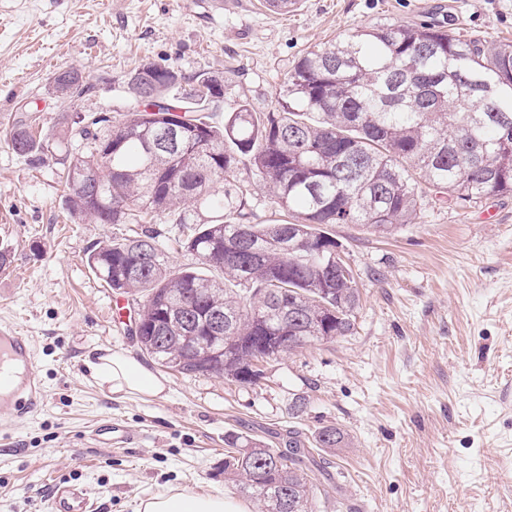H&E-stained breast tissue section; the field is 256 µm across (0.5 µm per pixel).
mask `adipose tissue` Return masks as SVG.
I'll use <instances>...</instances> for the list:
<instances>
[{
	"label": "adipose tissue",
	"mask_w": 512,
	"mask_h": 512,
	"mask_svg": "<svg viewBox=\"0 0 512 512\" xmlns=\"http://www.w3.org/2000/svg\"><path fill=\"white\" fill-rule=\"evenodd\" d=\"M90 366L101 382L116 392H137L158 396L165 390L160 378L132 354L101 349ZM139 512H245L240 503L222 493L190 494L174 488L142 501Z\"/></svg>",
	"instance_id": "adipose-tissue-1"
}]
</instances>
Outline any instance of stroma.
I'll return each mask as SVG.
<instances>
[{"label":"stroma","mask_w":512,"mask_h":512,"mask_svg":"<svg viewBox=\"0 0 512 512\" xmlns=\"http://www.w3.org/2000/svg\"><path fill=\"white\" fill-rule=\"evenodd\" d=\"M387 23L512 42V0H300L286 15L261 0H0V135L32 112L48 131L90 107L119 116L148 62L226 77L220 127L237 101L268 111L307 50ZM66 68L91 100L52 93ZM130 230L74 221L54 159L29 163L0 139V323L32 337L44 391L37 413L0 417V512H47L60 480L85 486L97 512H136L170 487L233 497L226 431L281 448L289 429L329 426L345 435L329 456L342 478L318 491L320 512H512V194L462 208L424 190L413 223L387 236L329 226L361 292L352 334L267 361L252 384L157 366L158 396L112 391L86 363L104 347L141 353L86 263ZM298 394L309 404L296 418ZM107 419L135 443L91 444Z\"/></svg>","instance_id":"stroma-1"}]
</instances>
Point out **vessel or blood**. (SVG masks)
Listing matches in <instances>:
<instances>
[{"label":"vessel or blood","instance_id":"b4317fda","mask_svg":"<svg viewBox=\"0 0 512 512\" xmlns=\"http://www.w3.org/2000/svg\"><path fill=\"white\" fill-rule=\"evenodd\" d=\"M43 388L35 365L30 337L13 326L0 324V414L14 417L37 411ZM92 439L100 445L126 447L135 437L116 424L97 426ZM50 512H95L87 490L67 481L56 483L50 493Z\"/></svg>","mask_w":512,"mask_h":512}]
</instances>
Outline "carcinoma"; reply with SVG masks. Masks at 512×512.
Listing matches in <instances>:
<instances>
[{"label": "carcinoma", "mask_w": 512, "mask_h": 512, "mask_svg": "<svg viewBox=\"0 0 512 512\" xmlns=\"http://www.w3.org/2000/svg\"><path fill=\"white\" fill-rule=\"evenodd\" d=\"M225 80L201 73L184 79L170 67L145 63L128 80L121 118L90 113L93 129L62 117L45 136L40 116L15 122L4 142L18 156H56L69 213L93 224L181 225L180 247L215 279L177 271L148 230L107 240L88 256L96 277L137 301L140 348L158 365L199 374L215 361L217 376L240 383L260 377L256 350L267 336H288V351L347 336L360 293L349 266L336 267L338 243L326 224H355L390 235L419 209V186L471 204L512 193V43L462 40L433 25L382 24L306 51L288 72L275 104L255 112L241 101L211 125L204 112L220 101ZM61 98H83L92 85L76 70L53 78ZM182 131L139 107L165 104ZM80 140L81 152L59 148ZM92 164L99 186L77 187L74 169ZM268 188L292 220L255 223L241 184L212 201L216 185L240 166ZM213 203L199 226L190 208ZM239 286L233 290L226 287ZM197 292L202 306L186 308ZM340 429L313 440L288 431V447L271 448L241 433L224 435V474L258 512H317V476L326 475L314 448L342 447Z\"/></svg>", "instance_id": "carcinoma-1"}]
</instances>
